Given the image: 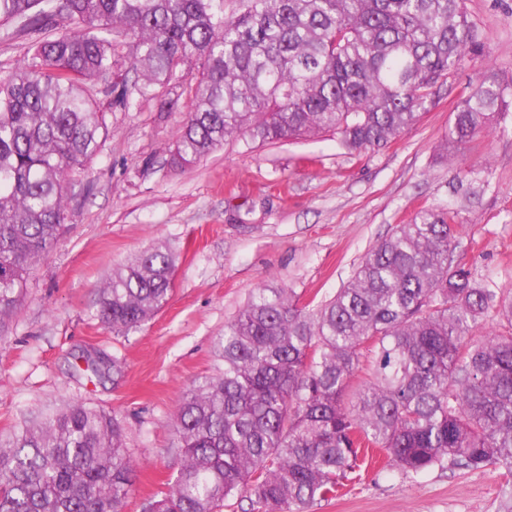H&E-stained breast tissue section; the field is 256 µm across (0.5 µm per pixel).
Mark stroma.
<instances>
[{
    "instance_id": "1",
    "label": "stroma",
    "mask_w": 512,
    "mask_h": 512,
    "mask_svg": "<svg viewBox=\"0 0 512 512\" xmlns=\"http://www.w3.org/2000/svg\"><path fill=\"white\" fill-rule=\"evenodd\" d=\"M482 51L452 72L411 129L376 152L351 154L333 133L267 144L231 140L182 170L169 165L185 112L156 102L100 105L110 134L71 176L67 227L30 271L0 336V436L47 408L85 402L116 415L139 462L125 512L167 491L179 461L174 415L192 381L223 363L216 342L260 284L304 301L333 296L362 257L423 207L455 215V252L476 278L512 290V112L444 157L456 102L490 68L512 77V0H465ZM179 253L168 303L114 335L94 318L114 268L158 243ZM120 357L98 382L81 353ZM502 470L363 471L311 512H507Z\"/></svg>"
}]
</instances>
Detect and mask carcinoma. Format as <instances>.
I'll use <instances>...</instances> for the list:
<instances>
[{
    "label": "carcinoma",
    "instance_id": "carcinoma-1",
    "mask_svg": "<svg viewBox=\"0 0 512 512\" xmlns=\"http://www.w3.org/2000/svg\"><path fill=\"white\" fill-rule=\"evenodd\" d=\"M6 35L31 55L0 75V335L27 271L60 238L68 181L109 130L112 108L188 96L170 164L230 139L334 132L361 154L414 126L481 49L463 0H0ZM512 112V80L488 73L454 110L451 147ZM445 209L421 208L380 240L348 283L315 306L262 285L224 326V367L193 382L174 418L181 459L141 512H309L360 475L361 449L419 474L444 462L512 471V295L455 257ZM177 254L154 245L112 271L95 318L118 333L151 319ZM498 329L476 336L486 317ZM368 380L349 391L361 358ZM102 381L121 366L90 354ZM136 461L124 430L83 403L0 438V512H124Z\"/></svg>",
    "mask_w": 512,
    "mask_h": 512
}]
</instances>
